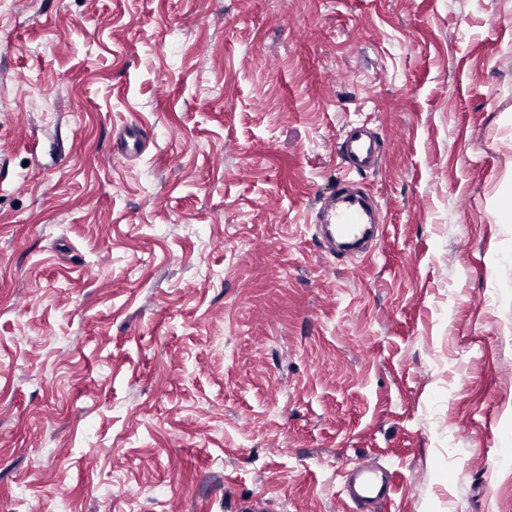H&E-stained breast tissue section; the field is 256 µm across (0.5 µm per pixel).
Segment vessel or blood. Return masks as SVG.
I'll return each instance as SVG.
<instances>
[{"label": "vessel or blood", "mask_w": 512, "mask_h": 512, "mask_svg": "<svg viewBox=\"0 0 512 512\" xmlns=\"http://www.w3.org/2000/svg\"><path fill=\"white\" fill-rule=\"evenodd\" d=\"M146 137L141 127L131 125L113 141L115 155L130 157L142 152ZM343 164L351 172L364 174L378 168L383 144L377 134L364 126L354 125L346 132L339 146ZM319 222L324 230L330 256L346 262L352 259L354 243L371 236L382 224L384 217L380 207L366 194L352 191L350 180L336 183L320 198ZM344 491L353 505V512H378L393 492L389 473L370 462H362L355 469V477Z\"/></svg>", "instance_id": "vessel-or-blood-1"}]
</instances>
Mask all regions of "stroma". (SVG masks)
I'll use <instances>...</instances> for the list:
<instances>
[{"label":"stroma","mask_w":512,"mask_h":512,"mask_svg":"<svg viewBox=\"0 0 512 512\" xmlns=\"http://www.w3.org/2000/svg\"><path fill=\"white\" fill-rule=\"evenodd\" d=\"M506 190L512 0H8L0 512H351L366 458L380 512H512ZM146 145L144 130L136 125L125 127L113 141L114 155L130 157L140 154ZM339 153L350 172L366 174L378 168L383 144L376 132H368L363 124L351 125L339 146ZM352 180L342 179L336 182L326 194H322L318 216L324 230L330 256L342 262L360 254L365 259L370 253L363 252L361 247L350 249L336 247V237L348 243H357L366 236L370 237L373 230L384 223L380 207L365 193L357 194L351 190ZM353 505V512H378L393 492L389 473L365 461L355 469L352 482L343 488Z\"/></svg>","instance_id":"35a3bbf8"}]
</instances>
